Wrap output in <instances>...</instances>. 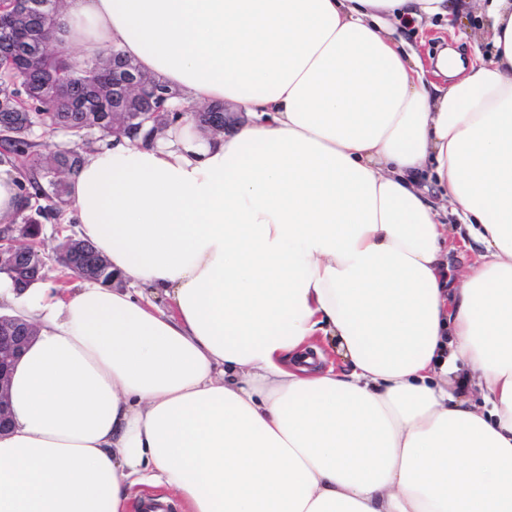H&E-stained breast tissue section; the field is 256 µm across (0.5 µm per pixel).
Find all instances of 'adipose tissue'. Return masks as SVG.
I'll use <instances>...</instances> for the list:
<instances>
[{
  "mask_svg": "<svg viewBox=\"0 0 512 512\" xmlns=\"http://www.w3.org/2000/svg\"><path fill=\"white\" fill-rule=\"evenodd\" d=\"M474 9L488 53L430 80L400 26ZM60 36L246 121L85 154L77 234L140 294L0 278L37 327L0 512L149 479L185 512H512V0H66Z\"/></svg>",
  "mask_w": 512,
  "mask_h": 512,
  "instance_id": "adipose-tissue-1",
  "label": "adipose tissue"
}]
</instances>
